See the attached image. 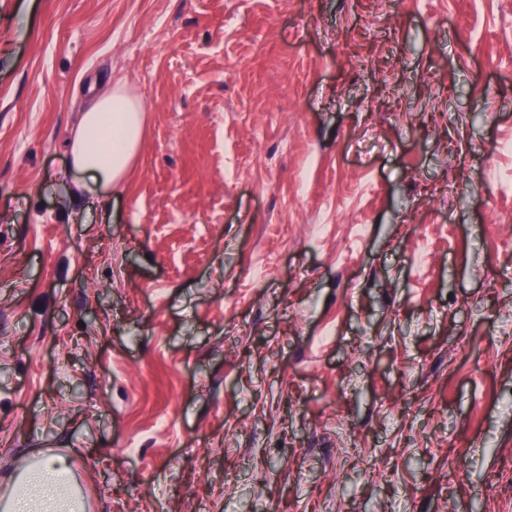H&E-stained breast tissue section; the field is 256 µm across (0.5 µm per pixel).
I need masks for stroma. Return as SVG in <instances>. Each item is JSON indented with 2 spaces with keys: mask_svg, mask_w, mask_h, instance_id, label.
<instances>
[{
  "mask_svg": "<svg viewBox=\"0 0 512 512\" xmlns=\"http://www.w3.org/2000/svg\"><path fill=\"white\" fill-rule=\"evenodd\" d=\"M48 442L92 512H512V0H0V486ZM102 82L96 78L89 87L67 145L70 173L82 193L119 189L142 141L147 112L142 100L121 82Z\"/></svg>",
  "mask_w": 512,
  "mask_h": 512,
  "instance_id": "obj_1",
  "label": "stroma"
}]
</instances>
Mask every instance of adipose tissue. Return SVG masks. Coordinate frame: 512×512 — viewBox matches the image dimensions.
I'll return each instance as SVG.
<instances>
[{"label":"adipose tissue","mask_w":512,"mask_h":512,"mask_svg":"<svg viewBox=\"0 0 512 512\" xmlns=\"http://www.w3.org/2000/svg\"><path fill=\"white\" fill-rule=\"evenodd\" d=\"M146 108L120 82L93 81L68 141L70 172L78 189L119 188L136 159ZM73 477L66 456L48 458L42 469L19 486L12 512H84L81 501L64 505L60 488Z\"/></svg>","instance_id":"ef3b65f1"}]
</instances>
